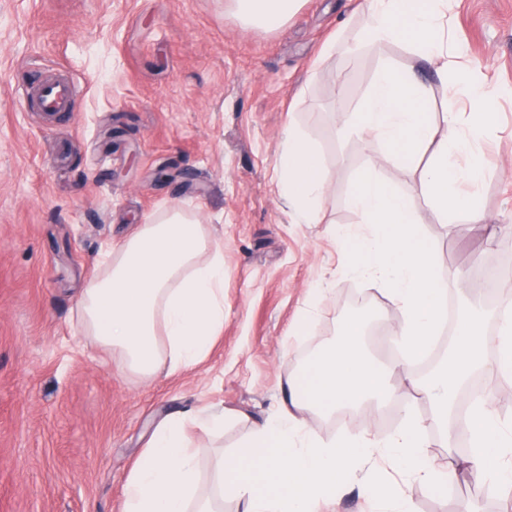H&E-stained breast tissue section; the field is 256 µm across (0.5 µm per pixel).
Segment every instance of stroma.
Listing matches in <instances>:
<instances>
[{
    "label": "stroma",
    "instance_id": "stroma-1",
    "mask_svg": "<svg viewBox=\"0 0 512 512\" xmlns=\"http://www.w3.org/2000/svg\"><path fill=\"white\" fill-rule=\"evenodd\" d=\"M364 0H305L285 28L262 33L227 14V0H0V512H120L130 469L155 422L201 411L270 417L286 381L365 321L363 342L393 365L392 384L431 421L399 370L390 330L398 303L346 277L340 239L361 217L346 197L367 164L422 210L420 236L455 301L478 268L512 260V97L499 100L483 140L489 172L479 205L500 233L485 249L446 222L419 188V172L378 144L347 138L381 59L420 62L400 44L327 60L324 42L360 18ZM457 40L479 76L512 87V0H448ZM62 67L78 89L74 112L48 118L19 103L13 74L27 62ZM318 146L329 185L319 224H297L276 186L288 124ZM199 212L224 250V334L199 365L138 378L80 336L79 293L100 254L151 212ZM323 288L308 334L296 332ZM319 438L392 432L398 414L373 406L307 413ZM188 425L203 473L236 444ZM415 512H512L507 497L465 477L435 494L413 492Z\"/></svg>",
    "mask_w": 512,
    "mask_h": 512
}]
</instances>
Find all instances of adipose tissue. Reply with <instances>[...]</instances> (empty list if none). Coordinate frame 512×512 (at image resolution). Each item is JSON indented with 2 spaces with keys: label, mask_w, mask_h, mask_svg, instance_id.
<instances>
[{
  "label": "adipose tissue",
  "mask_w": 512,
  "mask_h": 512,
  "mask_svg": "<svg viewBox=\"0 0 512 512\" xmlns=\"http://www.w3.org/2000/svg\"><path fill=\"white\" fill-rule=\"evenodd\" d=\"M303 0H228L231 17L265 33L282 29ZM366 23L353 31L350 51L408 45L434 65L449 106L441 123L427 120L430 84L424 75L390 66L378 70L354 112L350 132L385 144L401 167L421 165L422 191L441 215L462 213L469 233L488 229L479 192L487 175L481 140L493 126L497 101L512 88H484L448 33V0H365ZM277 189L295 223L315 224L328 197L323 158L300 124L288 126L277 159ZM99 273L77 304L81 335L117 354L123 371L150 377L199 364L224 332V252L197 215L179 207L145 216L135 231L100 256ZM499 339L487 358L484 314L467 304L448 358L422 388L432 420L398 398L389 370L364 349L362 323H347L340 344L289 377L274 416L243 433L211 476H204L185 440L186 418L163 421L135 461L125 483L122 512H223L225 498L241 512H334L354 469L394 463L413 484L444 493L467 473L479 483L512 488V422L489 399H470L462 386L476 372L512 380V311L498 315ZM397 401L403 424L393 434L364 431L324 442L302 414ZM468 412L470 443L463 459L432 457L429 426L443 445L452 441L456 407Z\"/></svg>",
  "instance_id": "ef3b65f1"
}]
</instances>
